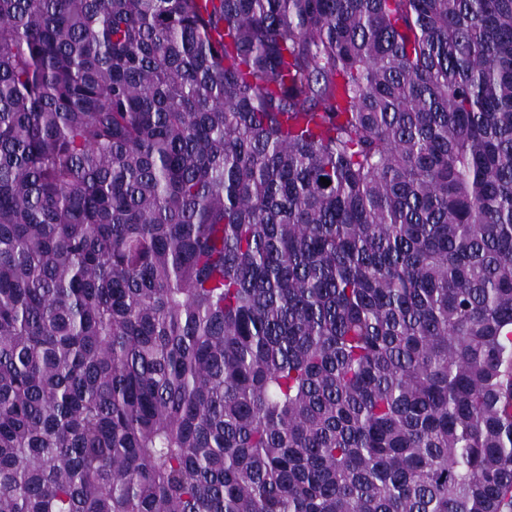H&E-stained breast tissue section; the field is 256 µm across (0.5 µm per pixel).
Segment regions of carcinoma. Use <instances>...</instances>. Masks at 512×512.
<instances>
[{"mask_svg": "<svg viewBox=\"0 0 512 512\" xmlns=\"http://www.w3.org/2000/svg\"><path fill=\"white\" fill-rule=\"evenodd\" d=\"M0 512H512V0H0Z\"/></svg>", "mask_w": 512, "mask_h": 512, "instance_id": "carcinoma-1", "label": "carcinoma"}]
</instances>
